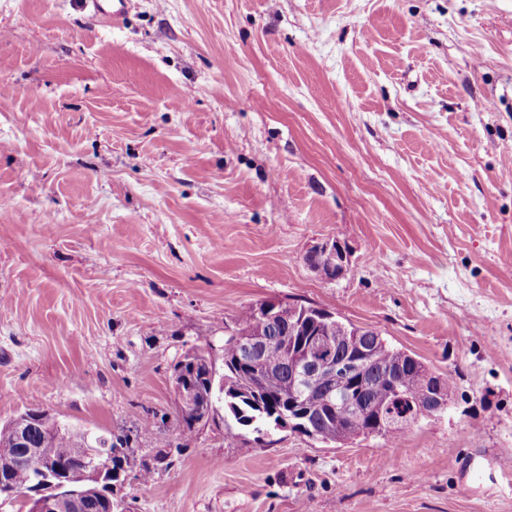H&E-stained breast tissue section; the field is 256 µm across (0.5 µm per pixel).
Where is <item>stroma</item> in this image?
I'll return each mask as SVG.
<instances>
[{"label": "stroma", "mask_w": 512, "mask_h": 512, "mask_svg": "<svg viewBox=\"0 0 512 512\" xmlns=\"http://www.w3.org/2000/svg\"><path fill=\"white\" fill-rule=\"evenodd\" d=\"M508 252L512 0H0V424L121 439L128 512H512ZM270 299L378 331L448 408L393 443L185 436L175 362L223 365ZM84 3L94 16L115 25L124 18L128 0H85ZM305 262L310 269L325 279L335 280L348 270L347 253L339 241H327L311 249Z\"/></svg>", "instance_id": "obj_1"}]
</instances>
